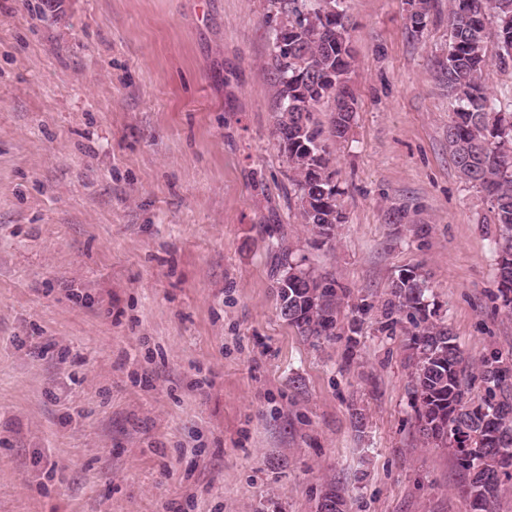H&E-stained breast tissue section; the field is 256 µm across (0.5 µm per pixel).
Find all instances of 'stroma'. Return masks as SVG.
Segmentation results:
<instances>
[{
    "label": "stroma",
    "mask_w": 512,
    "mask_h": 512,
    "mask_svg": "<svg viewBox=\"0 0 512 512\" xmlns=\"http://www.w3.org/2000/svg\"><path fill=\"white\" fill-rule=\"evenodd\" d=\"M345 9L324 244L274 135L268 0H0V512H316L331 481L346 512H471L383 316L418 268L472 365L512 364L491 200L448 149V0L419 33L407 0ZM283 238L335 278V336L281 317Z\"/></svg>",
    "instance_id": "35a3bbf8"
}]
</instances>
